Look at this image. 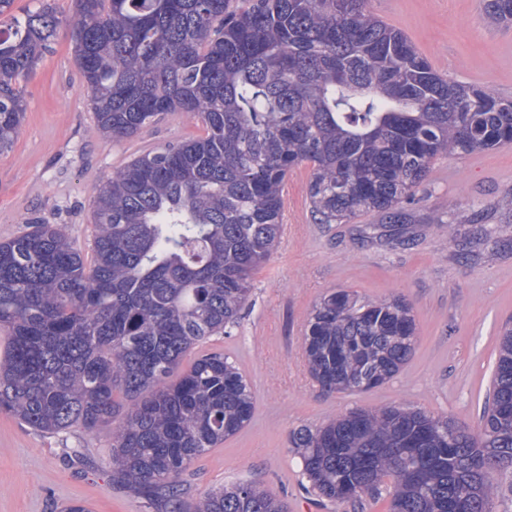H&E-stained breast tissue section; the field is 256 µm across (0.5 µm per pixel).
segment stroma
I'll list each match as a JSON object with an SVG mask.
<instances>
[{"label": "stroma", "instance_id": "stroma-1", "mask_svg": "<svg viewBox=\"0 0 512 512\" xmlns=\"http://www.w3.org/2000/svg\"><path fill=\"white\" fill-rule=\"evenodd\" d=\"M369 8L405 33L439 74L512 99V25L491 22L481 0H369ZM22 87L25 119L12 149L0 154V240L35 223L57 224L90 254L94 187L135 156L205 133L200 118L173 112L133 137L102 136L66 27ZM309 177L303 165L285 181L283 232L253 273L237 323L182 360L186 370L202 355L224 354L248 381L254 412L179 483L189 499L251 483L288 512H388L389 477L356 501L319 497L290 435L354 409L391 405L478 427L502 332L512 328V145L437 156L398 223L376 212L319 223L306 196ZM340 289L372 300L400 297L412 307L411 357L366 392L323 390L305 360L308 319ZM111 444L108 426L51 434L0 413V512H63L73 503L90 512H148L143 499L113 482Z\"/></svg>", "mask_w": 512, "mask_h": 512}]
</instances>
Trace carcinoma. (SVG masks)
<instances>
[{"instance_id":"cac0c4a2","label":"carcinoma","mask_w":512,"mask_h":512,"mask_svg":"<svg viewBox=\"0 0 512 512\" xmlns=\"http://www.w3.org/2000/svg\"><path fill=\"white\" fill-rule=\"evenodd\" d=\"M0 0V153L26 112L20 84L61 24L96 125L133 137L187 112L206 134L131 159L94 191L93 259L58 224L0 241V412L43 432L112 425V479L165 512H286L249 483L184 498L177 478L253 414L220 353L179 371L247 304L282 233L288 172L311 168L322 224L402 214L440 154L512 145V100L435 72L368 0H74L22 15ZM512 22V0H482ZM406 302L325 296L304 336L312 380L361 392L412 355ZM122 396L125 403L117 401ZM329 501L394 479L390 512H491L488 470L512 471V329L499 342L481 427L386 406L291 436Z\"/></svg>"}]
</instances>
